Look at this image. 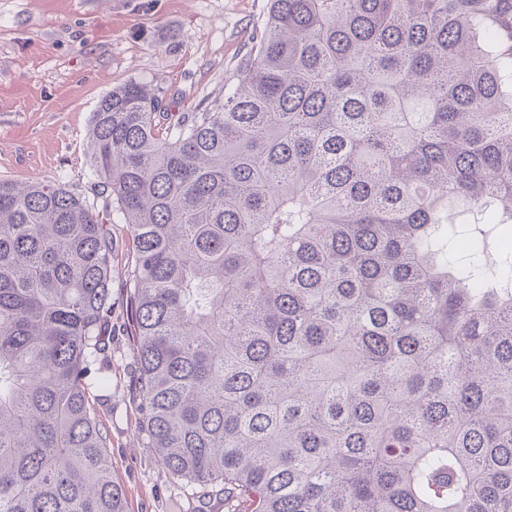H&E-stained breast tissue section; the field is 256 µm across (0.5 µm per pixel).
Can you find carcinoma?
Wrapping results in <instances>:
<instances>
[{"mask_svg": "<svg viewBox=\"0 0 512 512\" xmlns=\"http://www.w3.org/2000/svg\"><path fill=\"white\" fill-rule=\"evenodd\" d=\"M224 101L98 103L141 432L244 512H512V0H270ZM111 219L0 180V512H125Z\"/></svg>", "mask_w": 512, "mask_h": 512, "instance_id": "obj_1", "label": "carcinoma"}]
</instances>
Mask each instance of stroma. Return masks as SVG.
<instances>
[{"label":"stroma","instance_id":"obj_1","mask_svg":"<svg viewBox=\"0 0 512 512\" xmlns=\"http://www.w3.org/2000/svg\"><path fill=\"white\" fill-rule=\"evenodd\" d=\"M268 0H0V180L40 179L94 198L85 159L101 97L158 87L174 112L221 103ZM114 314L112 387L91 396L112 437L126 512H229L174 480L140 434L134 355Z\"/></svg>","mask_w":512,"mask_h":512}]
</instances>
